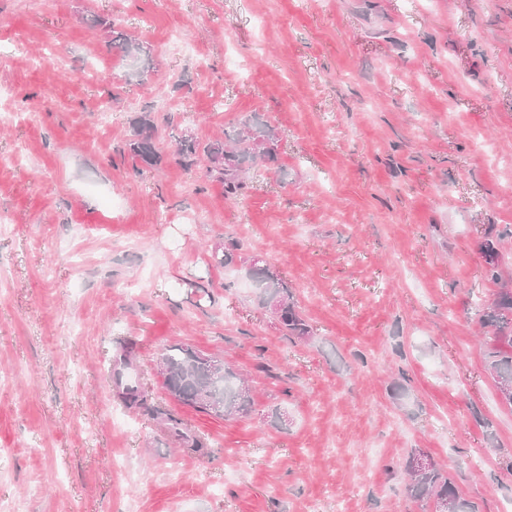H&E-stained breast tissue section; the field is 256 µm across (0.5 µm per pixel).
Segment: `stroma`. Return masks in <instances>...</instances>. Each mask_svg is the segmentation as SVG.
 <instances>
[{
	"instance_id": "obj_1",
	"label": "stroma",
	"mask_w": 512,
	"mask_h": 512,
	"mask_svg": "<svg viewBox=\"0 0 512 512\" xmlns=\"http://www.w3.org/2000/svg\"><path fill=\"white\" fill-rule=\"evenodd\" d=\"M1 43L0 512H434L414 454L471 512H512L481 323L485 240L512 285V0H0ZM145 108L163 161L139 172ZM248 118L277 157L231 202L174 138ZM177 344L247 374V414L174 399L156 362ZM125 350L140 407L110 379ZM248 274L258 290L259 301L275 315L284 335L302 339L310 334V326L290 302L288 285L267 266H251Z\"/></svg>"
}]
</instances>
